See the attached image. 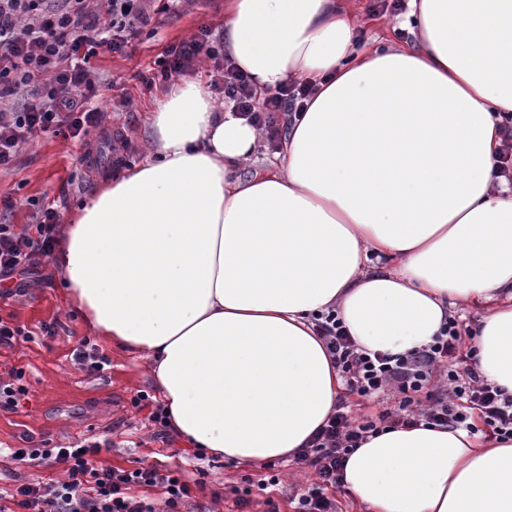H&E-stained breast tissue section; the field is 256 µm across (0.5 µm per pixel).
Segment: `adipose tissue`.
<instances>
[{
	"instance_id": "ef3b65f1",
	"label": "adipose tissue",
	"mask_w": 512,
	"mask_h": 512,
	"mask_svg": "<svg viewBox=\"0 0 512 512\" xmlns=\"http://www.w3.org/2000/svg\"><path fill=\"white\" fill-rule=\"evenodd\" d=\"M415 43L357 50L345 0H224V54L269 91L313 92L279 165L195 80L151 114L148 156L82 202L55 255L94 335L151 360L188 447L289 459L342 378L313 315L359 350L431 342L480 304L477 368L512 392V0H409ZM344 487L369 512H512V439L423 424L368 438Z\"/></svg>"
}]
</instances>
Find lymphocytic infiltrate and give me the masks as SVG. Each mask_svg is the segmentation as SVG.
Returning <instances> with one entry per match:
<instances>
[{"instance_id":"f902f5d3","label":"lymphocytic infiltrate","mask_w":512,"mask_h":512,"mask_svg":"<svg viewBox=\"0 0 512 512\" xmlns=\"http://www.w3.org/2000/svg\"><path fill=\"white\" fill-rule=\"evenodd\" d=\"M156 0H0V171L11 169L20 148L37 133L84 140L103 115L94 108L102 83L89 61L100 49L126 54L157 13ZM209 61L207 86L218 101L247 116L275 148L294 116L305 108L309 83L286 86L258 96L230 59L224 38L211 26L166 45L150 88H164L201 61ZM58 214L36 211V221L0 224V281L14 280L23 295L57 245ZM315 325L340 371L349 394L371 398L391 395L395 403L374 418H355L345 400H337L327 422L296 457L315 480L298 499L296 512H343L333 491L343 482L350 454L371 436L419 423L485 430L512 439V393L488 381L476 369L471 330L449 317L431 343L399 356L357 352L335 311L316 315ZM97 442L50 446L48 440L22 449L30 465H65L56 483L25 482L0 489V512H184L194 494L172 470L155 464L132 469L103 467ZM162 490L161 499L146 496Z\"/></svg>"}]
</instances>
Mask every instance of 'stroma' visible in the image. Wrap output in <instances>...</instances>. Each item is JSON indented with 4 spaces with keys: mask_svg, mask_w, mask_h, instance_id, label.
I'll use <instances>...</instances> for the list:
<instances>
[{
    "mask_svg": "<svg viewBox=\"0 0 512 512\" xmlns=\"http://www.w3.org/2000/svg\"><path fill=\"white\" fill-rule=\"evenodd\" d=\"M351 10L363 23L356 33L358 44H369L389 34L385 21L390 13L381 0H351ZM215 30L224 28V0H182L175 12L161 17L155 35L132 51L120 56L100 50L92 64L103 82L97 101L104 111V125L119 131L127 139L123 155L133 165L143 157L150 135L147 114L162 99L159 91H148L142 77L153 67L161 48L189 36L201 24ZM130 97L132 109L112 111V97ZM84 143L42 133L24 145L13 169L0 172V200L10 198L16 205L7 211L8 223L24 225L34 221L29 199L57 210L61 223H68L72 211L111 179L112 169L88 172L83 156ZM0 317L13 319L36 331L41 324L55 322V339L39 337L12 348L0 347V377L11 368H24L30 388L29 398L13 412L0 410V483L37 479L51 482L61 478L63 469L20 467L8 456L11 448H20L25 438L51 439L53 444L69 446L83 440L99 441L103 449L98 462L103 466L132 467L135 461L161 462L182 470L191 481L204 482V502L211 512H267L265 501L274 498L280 512H295L296 496L314 480L310 470L291 460L277 461L281 481L273 491L253 489L245 505H236V488L244 477L265 478L262 465L236 463L215 458L196 460L191 449L176 437L168 441L154 438L148 410L131 406L130 399L145 391L153 400L161 395L154 384L147 363L129 356L119 348L98 341L97 346L109 358L103 373L82 371L72 357L79 340L89 331L80 316L67 308L61 288V274L53 260H46L39 277L32 279L27 292L20 296L0 294Z\"/></svg>",
    "mask_w": 512,
    "mask_h": 512,
    "instance_id": "stroma-1",
    "label": "stroma"
}]
</instances>
